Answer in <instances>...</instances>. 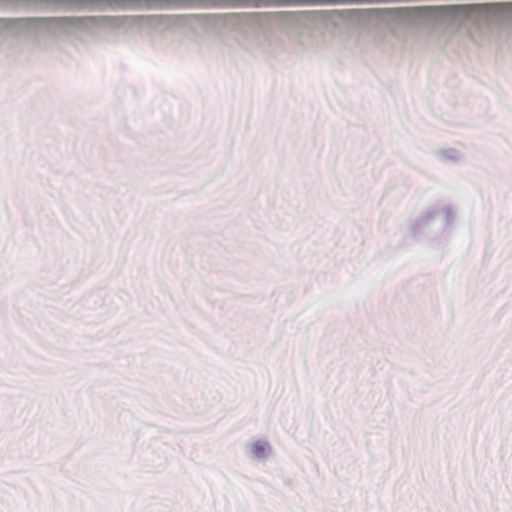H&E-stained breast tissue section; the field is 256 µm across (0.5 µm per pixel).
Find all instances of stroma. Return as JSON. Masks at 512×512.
Here are the masks:
<instances>
[{
  "instance_id": "stroma-1",
  "label": "stroma",
  "mask_w": 512,
  "mask_h": 512,
  "mask_svg": "<svg viewBox=\"0 0 512 512\" xmlns=\"http://www.w3.org/2000/svg\"><path fill=\"white\" fill-rule=\"evenodd\" d=\"M336 2L0 0V512H512V0Z\"/></svg>"
}]
</instances>
